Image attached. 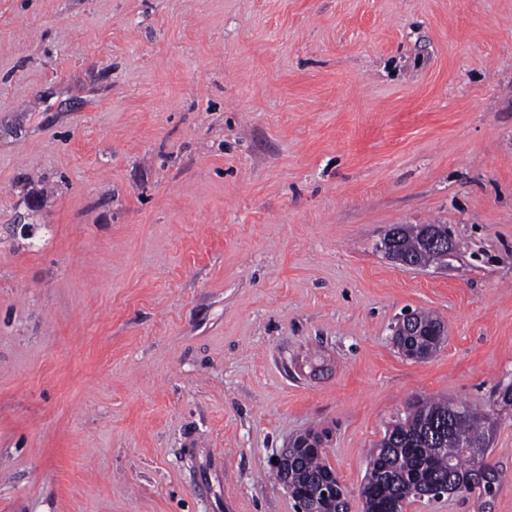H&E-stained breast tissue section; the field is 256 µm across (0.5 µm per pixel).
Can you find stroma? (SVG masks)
<instances>
[{"label": "stroma", "mask_w": 512, "mask_h": 512, "mask_svg": "<svg viewBox=\"0 0 512 512\" xmlns=\"http://www.w3.org/2000/svg\"><path fill=\"white\" fill-rule=\"evenodd\" d=\"M510 383L512 0H0V512H297L311 430L363 512L418 397L493 414L512 512ZM397 249L398 252L416 259L423 264H429L438 260V252L430 250L425 245V234L434 229L443 228L448 232L445 224H397ZM438 319L434 318L428 313L419 312L417 326H415V330L413 329L410 333L413 336H406L404 334L405 327L409 329L415 324L414 317L412 312L404 314L403 318L400 320L402 332L398 339L400 342H406L409 346V353L412 358H426L430 356L433 352L437 351L440 344L443 341V336H435L434 325L437 323Z\"/></svg>", "instance_id": "1"}]
</instances>
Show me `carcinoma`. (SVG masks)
Returning <instances> with one entry per match:
<instances>
[{"label":"carcinoma","mask_w":512,"mask_h":512,"mask_svg":"<svg viewBox=\"0 0 512 512\" xmlns=\"http://www.w3.org/2000/svg\"><path fill=\"white\" fill-rule=\"evenodd\" d=\"M448 225L401 224L397 230L398 252L424 264L438 260V252L425 245V234ZM437 319L419 313L410 336L399 340L409 346L410 357L426 358L437 351L442 337L435 335ZM491 415H478L464 404L445 400L416 399L405 418L392 423L371 453L361 488L364 512H402L418 485H448L451 493H465L485 512L499 490L501 472L488 462L492 444ZM454 449L448 454V449ZM333 474L323 450L293 444L288 458L273 470L288 480L291 496L307 512H336L337 499L322 496Z\"/></svg>","instance_id":"obj_1"}]
</instances>
